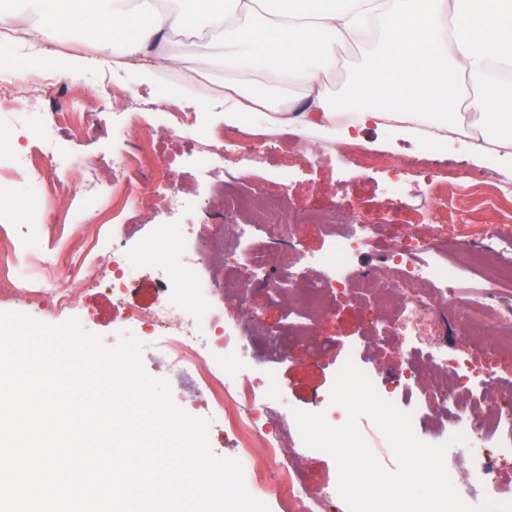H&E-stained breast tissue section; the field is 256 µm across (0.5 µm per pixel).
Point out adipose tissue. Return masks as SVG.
Listing matches in <instances>:
<instances>
[{"label":"adipose tissue","mask_w":512,"mask_h":512,"mask_svg":"<svg viewBox=\"0 0 512 512\" xmlns=\"http://www.w3.org/2000/svg\"><path fill=\"white\" fill-rule=\"evenodd\" d=\"M26 18L53 39L68 29L97 42L99 61L171 68L166 46L188 28L208 30L224 50L228 125L266 117L275 127L388 124L397 135L468 149L512 167V0H6L0 30ZM364 53L346 110L320 78L340 47Z\"/></svg>","instance_id":"adipose-tissue-1"}]
</instances>
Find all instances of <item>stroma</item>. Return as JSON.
<instances>
[{
    "instance_id": "1",
    "label": "stroma",
    "mask_w": 512,
    "mask_h": 512,
    "mask_svg": "<svg viewBox=\"0 0 512 512\" xmlns=\"http://www.w3.org/2000/svg\"><path fill=\"white\" fill-rule=\"evenodd\" d=\"M15 29L18 38L5 43L15 59L10 75L27 83L40 102L0 106V226L5 229L0 254L24 257L26 232L36 228L43 252L76 256L90 249L108 268L117 243L135 262L138 288L122 297L104 285H80L74 305L64 311L40 298L23 304L0 299V312L22 313L53 326L76 318L112 348L123 332L145 339L144 326L129 317L130 308H155L156 283L169 282L172 301L196 302L204 314L219 315L232 336L247 337L246 357L226 352L230 373L258 381V399L271 411L257 424L281 434L279 468L295 474L307 489L331 492L325 512H348L336 495L337 466L329 454L303 443L293 412L319 410L331 425H342L347 413L331 405L329 397L346 360L372 376L382 398L412 414L421 440L448 443L449 426L431 418L433 373L419 374L409 397L392 380L409 348L408 337L388 335L383 325L372 336L364 331L385 304L377 290L355 296L340 287L326 289L327 313L316 320L303 313L291 291L270 297L256 288L243 300L225 294L219 287L224 280L219 250L193 272L195 279L214 286L196 299L178 288L179 274L163 255L142 254L139 244L161 230L192 251L199 241L216 238L221 224L246 225L248 236L259 239L262 193L280 187L296 211H323L341 200L383 219L385 238L408 232L392 206L396 198L450 224H498L502 237L487 241V250L497 261L512 264L511 170L491 158L475 159L460 142L435 146L374 125L350 143L320 131H270L258 121L225 126L222 51L197 29L172 36L168 49L181 57L182 71L169 75L117 65L84 68L82 58L95 53L93 42L63 32L50 45L57 56L51 67L41 60V43L29 23L18 22ZM185 71L203 72L204 87L191 86L176 99L163 100L165 88ZM181 112L193 114V125H179ZM258 135L267 147L257 170L248 162H216L206 151L221 140L232 145ZM438 181L464 187L465 193L437 206L423 190ZM225 185L252 196V210L225 208ZM141 359L148 375L168 380L177 407L209 420L212 452L239 458L233 435L213 417L210 394L195 369L174 366L157 346L143 348Z\"/></svg>"
}]
</instances>
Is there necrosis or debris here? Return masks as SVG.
<instances>
[{
    "mask_svg": "<svg viewBox=\"0 0 512 512\" xmlns=\"http://www.w3.org/2000/svg\"><path fill=\"white\" fill-rule=\"evenodd\" d=\"M400 214L404 224L422 227L423 233L416 238L395 237L384 244L387 260L397 265L396 277L387 280L385 288L399 296L388 326L394 335L412 339L404 359L406 373L424 369L436 372L435 391L441 397L436 412L477 448L467 481L491 498L496 494L500 462L512 457V384L490 376L475 380L467 351L472 347L473 320H487L495 329L512 333V306L495 308L488 303L489 298L512 284V270L485 276L481 297L461 300L456 279L448 275L447 263L431 264L425 259L427 253L436 251L441 243L452 238L447 225L424 223L421 213L406 208ZM289 229L288 199L281 193L267 218L263 239L249 243L235 259L240 297H247L258 286L271 295L291 287L292 269L302 256L300 252L275 246ZM362 230L359 236L334 237L333 246L323 260L326 275L308 280L302 286L304 307L316 308L323 290L335 285L356 292L371 287L372 275L351 271L347 265L350 254L377 241L376 225H363ZM498 234L499 227L495 224H462L452 239L457 246L474 250L480 241ZM450 307L456 309L457 317L449 325L441 313ZM136 318L149 335L162 337L163 350L173 365H190L197 370L211 394L213 408L223 415L225 425L243 433V449L257 443L266 449L270 459H277L280 437L256 424L257 393L253 381L245 375L229 376L225 357L212 345L218 321L203 318L197 307L175 306L165 300L149 313H137ZM493 440L498 443L494 449L489 446Z\"/></svg>",
    "mask_w": 512,
    "mask_h": 512,
    "instance_id": "obj_1",
    "label": "necrosis or debris"
}]
</instances>
